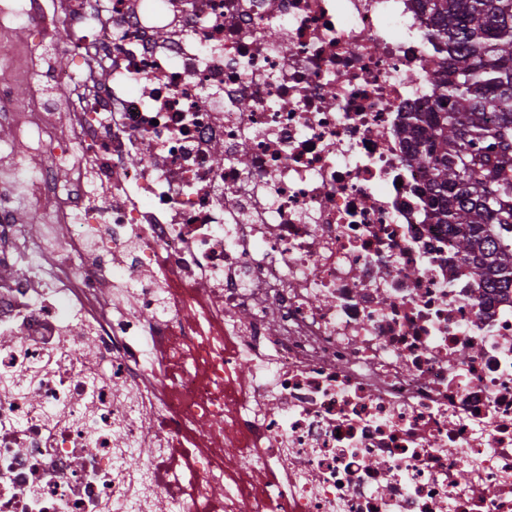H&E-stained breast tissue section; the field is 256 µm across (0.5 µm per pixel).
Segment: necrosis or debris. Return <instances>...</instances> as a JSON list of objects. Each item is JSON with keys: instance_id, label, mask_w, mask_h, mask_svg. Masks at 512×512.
<instances>
[{"instance_id": "obj_1", "label": "necrosis or debris", "mask_w": 512, "mask_h": 512, "mask_svg": "<svg viewBox=\"0 0 512 512\" xmlns=\"http://www.w3.org/2000/svg\"><path fill=\"white\" fill-rule=\"evenodd\" d=\"M4 18L42 37L0 81V512H512V301L401 133L417 0Z\"/></svg>"}]
</instances>
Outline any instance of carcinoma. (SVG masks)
Segmentation results:
<instances>
[{
  "mask_svg": "<svg viewBox=\"0 0 512 512\" xmlns=\"http://www.w3.org/2000/svg\"><path fill=\"white\" fill-rule=\"evenodd\" d=\"M446 65L404 129L431 170L428 217L484 287L512 294V0H423Z\"/></svg>",
  "mask_w": 512,
  "mask_h": 512,
  "instance_id": "obj_1",
  "label": "carcinoma"
}]
</instances>
